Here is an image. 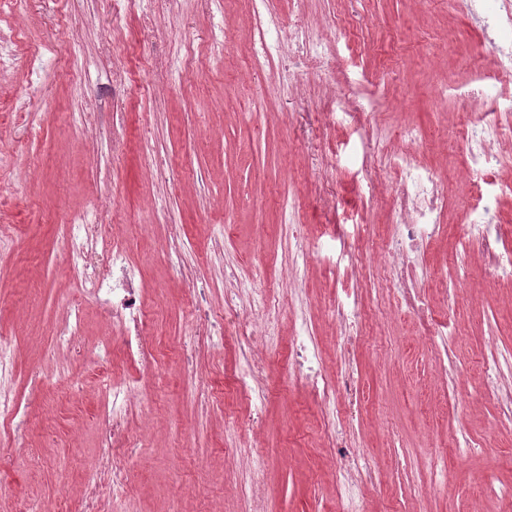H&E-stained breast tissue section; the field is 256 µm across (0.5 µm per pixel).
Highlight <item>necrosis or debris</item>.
<instances>
[{"instance_id":"4bbe7bcc","label":"necrosis or debris","mask_w":512,"mask_h":512,"mask_svg":"<svg viewBox=\"0 0 512 512\" xmlns=\"http://www.w3.org/2000/svg\"><path fill=\"white\" fill-rule=\"evenodd\" d=\"M460 11L479 17L485 32L503 39L512 38V0L491 6L486 0H457ZM289 44L303 48L302 59L310 68L328 72L335 59L327 44L313 38L300 17L288 21ZM470 69L475 78L472 88L448 84L447 90L466 107L475 106L478 99L512 84V49L500 48L493 68L474 61ZM459 136L467 149L468 165L477 180L471 185L472 200L468 211V232L459 244L476 251L484 266L494 276L512 280V259L500 250L501 226L492 214V200L481 175L500 169L504 163L500 151L502 127L496 122L465 119ZM388 165L394 173L393 188L389 194L392 222L386 227L380 255L384 269L392 283V305L408 308L419 314L424 326L422 336L433 342L443 334L438 321L417 288V270L422 253L446 231L444 216L448 211V193L441 188L433 170L424 166L413 152L393 153ZM104 258L94 276L85 280L87 294L101 303L117 328L115 345H103L101 358H108L113 348H120L129 364L145 371L153 368L155 349L147 316V305L135 288L129 274V258L123 249L101 245ZM188 291L193 300V325L183 346L186 370H193L197 349L215 346L224 332V317L235 318L234 330L249 372L241 390L253 401H263L264 383L270 372L267 334L277 320L279 309L273 293L262 294L259 300L244 299L241 291H224V311L212 313L205 307L202 291L195 280H188ZM328 314L339 330L336 343L335 380L323 377V365L316 352L310 351L304 338H297L290 349L289 369L300 372L311 384L315 400L324 409L327 445L332 448V467L338 492L335 512H363L356 493L363 487L379 484L371 462L348 446L347 433L336 420V405L353 401L357 385L353 373L356 361L354 350L358 337L349 332L362 317L359 307L342 302H331ZM110 400L100 411L102 448L99 462L85 486L87 512H97V504L104 496L129 498L131 479L125 465V454L137 447L138 439L129 430L127 419L139 403L135 386H109Z\"/></svg>"}]
</instances>
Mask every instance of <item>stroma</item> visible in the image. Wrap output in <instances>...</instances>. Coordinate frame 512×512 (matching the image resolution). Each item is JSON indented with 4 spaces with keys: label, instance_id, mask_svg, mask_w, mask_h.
<instances>
[{
    "label": "stroma",
    "instance_id": "stroma-1",
    "mask_svg": "<svg viewBox=\"0 0 512 512\" xmlns=\"http://www.w3.org/2000/svg\"><path fill=\"white\" fill-rule=\"evenodd\" d=\"M71 23L61 26V12ZM280 24L301 14L326 40L331 76L277 62L251 67L250 0H0V336L17 338L13 391L30 424L0 447V512L64 503L83 512L82 489L98 452L97 415L112 379L140 376L144 405L130 427L139 448L126 459L138 512H245L248 476L262 467L267 512H330L336 496L322 413L298 380L287 381L288 344L311 328L327 374L336 372L337 330L324 307L344 275L375 309L356 376L363 410L351 446L367 451L383 483L365 489L367 512H512L489 488L512 485V430L498 429L484 397L490 351L512 363V287L474 254L455 248L466 231L472 174L458 141L460 105L442 96L470 78L469 58L494 44L454 0H271ZM128 69L123 85L112 68ZM365 88L384 144L397 130L427 135L419 161L451 187L443 241L425 253L420 287L439 319L454 322L451 360L464 371L442 394L432 346L415 318L384 310L389 292L367 226L391 220L383 184L368 182L370 145L347 101ZM294 210H287V203ZM101 225L122 241L134 276L155 304L158 365L136 374L120 352L56 351L65 312L80 306L87 341L109 340L111 319L69 271L70 219ZM296 219L306 257L287 222ZM341 228L327 246L319 227ZM192 273L211 308L252 273L274 287L282 311L271 331L272 381L260 429L247 426L238 390L246 369L232 332L196 356L185 376L182 341L191 318L183 276ZM471 449L460 457V449Z\"/></svg>",
    "mask_w": 512,
    "mask_h": 512
}]
</instances>
